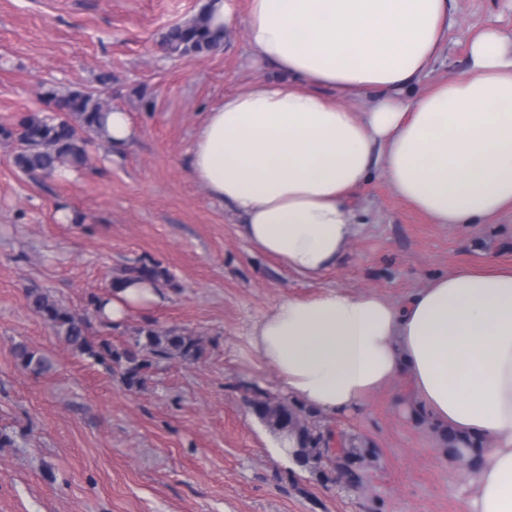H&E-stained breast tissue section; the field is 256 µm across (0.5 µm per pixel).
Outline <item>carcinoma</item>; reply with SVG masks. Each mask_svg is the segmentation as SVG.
Here are the masks:
<instances>
[{
  "mask_svg": "<svg viewBox=\"0 0 512 512\" xmlns=\"http://www.w3.org/2000/svg\"><path fill=\"white\" fill-rule=\"evenodd\" d=\"M224 37L216 38L209 30L205 14L176 24L162 36L164 52L176 59L197 58L216 51ZM43 99L53 106L55 115L39 112L25 116L19 130L0 128L4 138H14L18 150L14 164L22 171L52 176L59 169L83 171L88 164L87 137L107 138V119L112 112L100 95L89 91L61 92L54 86L43 89ZM167 277L165 271L140 261L127 265L120 280H150ZM29 305L74 351L87 355L118 371L125 385L139 388L145 376L162 361L181 359L192 361L204 352L201 337L190 332L141 329L123 348L106 340L93 342L87 335L89 319L86 314L72 312L49 295L33 291L28 294ZM16 357L35 374L51 369L50 360L29 350L16 347ZM249 407L273 434H288L296 440L291 452L293 464L318 477L324 484L359 481L361 464L377 455L374 445L344 432L335 433L324 424L323 416L287 398H276L256 388Z\"/></svg>",
  "mask_w": 512,
  "mask_h": 512,
  "instance_id": "carcinoma-1",
  "label": "carcinoma"
}]
</instances>
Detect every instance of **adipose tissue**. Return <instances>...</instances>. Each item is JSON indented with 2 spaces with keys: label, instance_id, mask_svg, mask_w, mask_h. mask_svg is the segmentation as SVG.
<instances>
[{
  "label": "adipose tissue",
  "instance_id": "obj_1",
  "mask_svg": "<svg viewBox=\"0 0 512 512\" xmlns=\"http://www.w3.org/2000/svg\"><path fill=\"white\" fill-rule=\"evenodd\" d=\"M204 8L212 29L243 25L253 61L281 74L226 94L189 149L191 178L259 252L310 278L335 267L363 231L356 202L379 166L433 223L512 213V35L480 31L460 77L410 99L448 35V0ZM160 300L154 283L125 281L102 316L117 326ZM248 341L289 398L327 417L406 380L410 415L485 443L463 512H512V267L436 275L396 304L333 288L288 297Z\"/></svg>",
  "mask_w": 512,
  "mask_h": 512
}]
</instances>
